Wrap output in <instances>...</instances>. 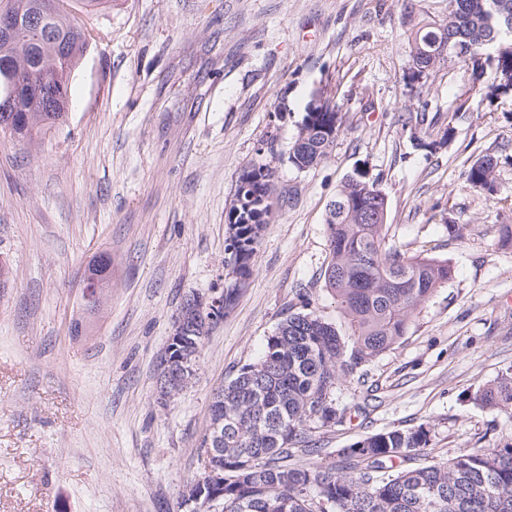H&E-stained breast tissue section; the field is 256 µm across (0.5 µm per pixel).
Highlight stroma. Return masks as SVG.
<instances>
[{"mask_svg": "<svg viewBox=\"0 0 512 512\" xmlns=\"http://www.w3.org/2000/svg\"><path fill=\"white\" fill-rule=\"evenodd\" d=\"M447 16L448 0H112L83 16L95 38L65 122L30 141L0 130V512H189L214 391L288 314L352 334L325 286L324 219L357 169L387 198L389 242L454 273L394 349L338 381L343 424L296 463L336 466L364 436L422 424L435 461L512 442V419L470 400L512 366V247L499 244L512 225V95L463 112L467 65L412 76L418 23ZM319 95L341 127L300 171L288 151ZM449 125L446 146L415 147ZM485 155L492 194L465 182ZM258 163L277 192L252 274L191 384L160 402L159 357L184 303L234 282L228 210ZM102 257L111 286L93 312L82 283Z\"/></svg>", "mask_w": 512, "mask_h": 512, "instance_id": "obj_1", "label": "stroma"}]
</instances>
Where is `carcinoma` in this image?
Listing matches in <instances>:
<instances>
[{"instance_id":"obj_1","label":"carcinoma","mask_w":512,"mask_h":512,"mask_svg":"<svg viewBox=\"0 0 512 512\" xmlns=\"http://www.w3.org/2000/svg\"><path fill=\"white\" fill-rule=\"evenodd\" d=\"M49 24L58 30L73 71L88 47L90 33L72 11L92 12L110 0H50ZM512 0H448V17L438 28L423 26L413 37V67L421 75L434 67L420 49L492 53L471 64L477 103L512 93ZM15 62L37 75L54 67L26 45L0 43V64ZM38 85L18 93L23 111L14 113L13 134L32 139L65 121L69 81L56 87L53 106L40 105ZM337 112H307L288 161L302 170L318 163L340 128ZM454 126L440 139L416 138L430 152L450 143ZM496 160L483 156L467 170L475 188L494 191ZM262 180L275 192V171L258 164L242 174ZM385 196L375 180L349 175L326 218L329 260L325 283L352 329L346 342L336 328L312 311L289 314L267 337L262 357L241 366L214 395L212 419H223L222 451L199 448L203 464L224 470L222 512H512V445L455 452L439 461L422 460L431 439L426 424L373 433L340 450V464L323 468L293 462L311 455L314 433L343 422L333 392L336 382L390 350L404 336L409 314L452 277L445 260L408 255L388 243L383 219ZM263 231L261 224L236 225L234 239L244 253L232 268L236 279L251 275L249 258ZM474 404L512 415V367L471 395ZM399 465H393V462Z\"/></svg>"}]
</instances>
